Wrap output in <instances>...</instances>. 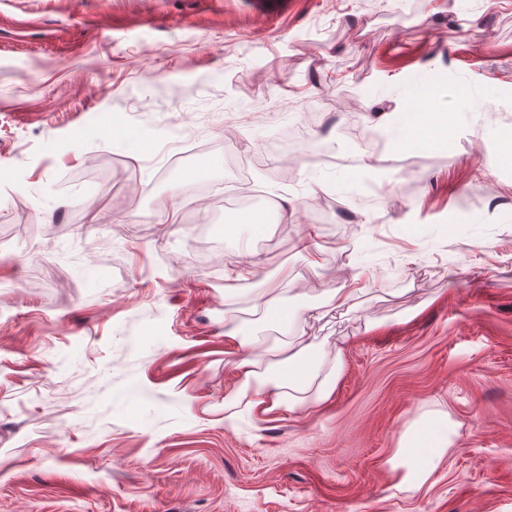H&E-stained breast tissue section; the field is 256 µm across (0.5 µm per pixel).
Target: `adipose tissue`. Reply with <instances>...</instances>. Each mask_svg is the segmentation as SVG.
I'll use <instances>...</instances> for the list:
<instances>
[{
  "label": "adipose tissue",
  "instance_id": "ef3b65f1",
  "mask_svg": "<svg viewBox=\"0 0 512 512\" xmlns=\"http://www.w3.org/2000/svg\"><path fill=\"white\" fill-rule=\"evenodd\" d=\"M230 364L237 380L224 396L225 409L245 407L264 417L283 409L301 411L330 400L343 369V352L323 349L312 358L295 353L289 355L287 368L278 373L256 358H234ZM450 444L447 420H420L402 433L392 465L403 469L405 483L422 486Z\"/></svg>",
  "mask_w": 512,
  "mask_h": 512
}]
</instances>
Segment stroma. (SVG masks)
<instances>
[{"mask_svg":"<svg viewBox=\"0 0 512 512\" xmlns=\"http://www.w3.org/2000/svg\"><path fill=\"white\" fill-rule=\"evenodd\" d=\"M256 2L0 0V512H512V0ZM419 120L446 130L395 147ZM287 125L281 182L253 160ZM369 142L414 190L309 159ZM243 163L263 221L240 240L188 189ZM366 179L381 208L351 205ZM353 276L357 307L323 306ZM277 278L315 313L288 336L255 307ZM228 321L268 361L343 346L332 400L225 418ZM428 413L453 443L413 490L390 460Z\"/></svg>","mask_w":512,"mask_h":512,"instance_id":"1","label":"stroma"}]
</instances>
